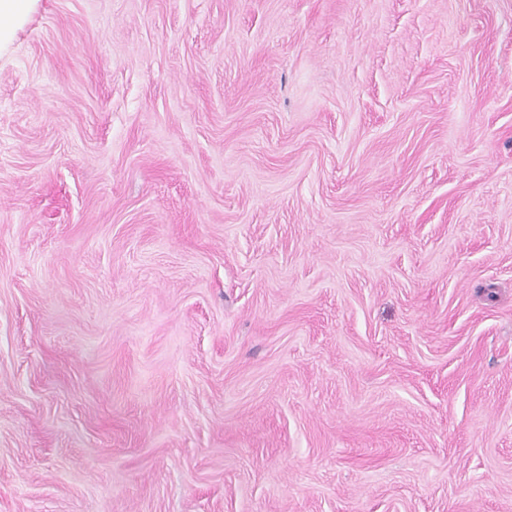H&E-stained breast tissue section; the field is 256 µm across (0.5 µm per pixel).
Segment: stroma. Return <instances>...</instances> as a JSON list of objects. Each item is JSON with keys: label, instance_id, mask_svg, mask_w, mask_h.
<instances>
[{"label": "stroma", "instance_id": "stroma-1", "mask_svg": "<svg viewBox=\"0 0 512 512\" xmlns=\"http://www.w3.org/2000/svg\"><path fill=\"white\" fill-rule=\"evenodd\" d=\"M25 3L0 512H512V0Z\"/></svg>", "mask_w": 512, "mask_h": 512}]
</instances>
